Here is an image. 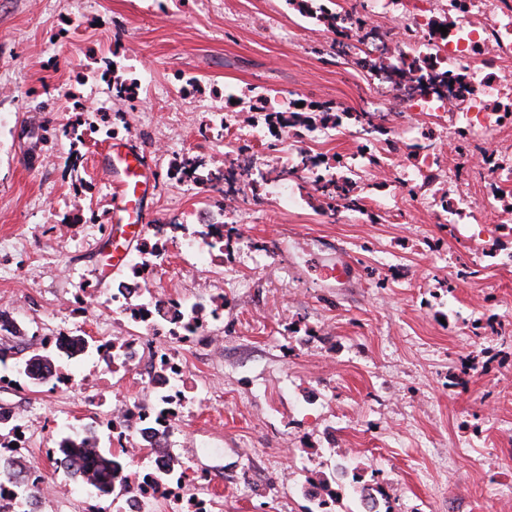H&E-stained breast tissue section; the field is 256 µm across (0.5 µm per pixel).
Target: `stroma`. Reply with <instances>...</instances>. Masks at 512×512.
I'll use <instances>...</instances> for the list:
<instances>
[{"label":"stroma","mask_w":512,"mask_h":512,"mask_svg":"<svg viewBox=\"0 0 512 512\" xmlns=\"http://www.w3.org/2000/svg\"><path fill=\"white\" fill-rule=\"evenodd\" d=\"M364 16L382 35L397 22L370 0H314ZM330 25L296 0H0V311L21 327L0 344L19 356H55L48 336L135 339L138 365L99 366L96 356L61 361L102 391L35 386L0 363V406L35 420L24 455L71 497L45 512H84L76 483L50 448L65 425H93L115 448V400H153L145 368L166 353L188 389L174 436L179 463L207 473L194 489L221 512H311L301 488L337 463L389 493L384 512H501L512 499V222L465 211L436 222L424 207L446 186L399 188L368 171L354 178L362 212L328 202L316 175L335 156L381 153L383 129L408 125L441 136L443 113L408 118L371 102L373 76L337 56ZM136 82L115 97L111 76ZM264 95L278 110L319 102L339 114L302 138L317 169L289 166L283 137H224L230 95ZM100 126L73 143L68 129ZM145 151L155 178L150 222L197 228L205 211L239 200L224 259L201 264L168 238L142 280L172 301L218 308L207 333L180 342L114 316L112 286L140 250L107 271L109 187L97 167L109 126ZM79 150L83 163L70 169ZM228 175L223 190L169 179L183 154ZM288 184L296 201L277 196ZM355 263L339 284L323 278L337 252Z\"/></svg>","instance_id":"obj_1"}]
</instances>
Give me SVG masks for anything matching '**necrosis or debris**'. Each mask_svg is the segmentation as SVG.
I'll return each mask as SVG.
<instances>
[{
	"instance_id": "1",
	"label": "necrosis or debris",
	"mask_w": 512,
	"mask_h": 512,
	"mask_svg": "<svg viewBox=\"0 0 512 512\" xmlns=\"http://www.w3.org/2000/svg\"><path fill=\"white\" fill-rule=\"evenodd\" d=\"M372 7L401 20L386 41L369 43L356 30L349 35L350 53L373 61L377 108L448 115L447 164L418 166L421 145L394 139L389 154H406L410 162L397 172L381 168L377 174L394 177L402 187L419 177L430 183L452 180L459 131L472 141H490L498 137L505 114L512 113V0H372ZM159 364L165 380L152 376L147 386L165 394L167 413L122 400L110 412L121 421L116 432L129 459L150 458L147 468L129 473L127 486L115 487L112 499L118 512H155L160 503L166 512H214L211 499L186 492L197 483L198 471L186 467L180 478L171 475L172 435L184 395L179 365L166 355Z\"/></svg>"
}]
</instances>
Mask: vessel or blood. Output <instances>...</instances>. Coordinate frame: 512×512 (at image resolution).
<instances>
[{
	"instance_id": "obj_1",
	"label": "vessel or blood",
	"mask_w": 512,
	"mask_h": 512,
	"mask_svg": "<svg viewBox=\"0 0 512 512\" xmlns=\"http://www.w3.org/2000/svg\"><path fill=\"white\" fill-rule=\"evenodd\" d=\"M97 164L109 185V221H126L128 239L139 238L144 230L141 204L150 181L143 169L142 148L132 143L108 147Z\"/></svg>"
}]
</instances>
